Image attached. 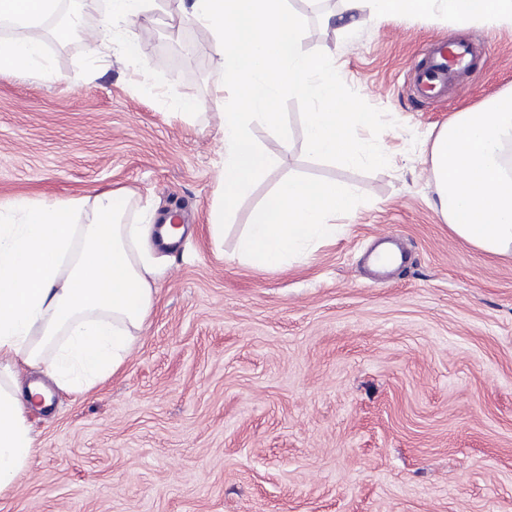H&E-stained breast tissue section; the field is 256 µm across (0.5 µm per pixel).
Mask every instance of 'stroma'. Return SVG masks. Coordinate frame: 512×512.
<instances>
[{
	"label": "stroma",
	"instance_id": "35a3bbf8",
	"mask_svg": "<svg viewBox=\"0 0 512 512\" xmlns=\"http://www.w3.org/2000/svg\"><path fill=\"white\" fill-rule=\"evenodd\" d=\"M182 0H152L134 54L90 55L96 14L60 38L43 20L41 66L0 73V202L120 190L127 220L175 213L147 329L88 392L52 388L27 418L37 452L0 512H512V255L456 236L439 209L431 145L455 114L512 90V30L441 12L359 22L346 0L305 10L306 51L394 127L387 167L363 172L253 124L280 162L245 194L216 248L223 186L214 97L222 71L200 24L171 34ZM471 68L438 96L411 70L448 38ZM153 87H146L144 73ZM192 96L189 120L173 104ZM336 181L356 197L335 241L278 270L240 263L236 241L284 178ZM393 234L411 260L374 280L364 254Z\"/></svg>",
	"mask_w": 512,
	"mask_h": 512
}]
</instances>
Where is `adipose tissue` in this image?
Masks as SVG:
<instances>
[{
  "label": "adipose tissue",
  "instance_id": "1",
  "mask_svg": "<svg viewBox=\"0 0 512 512\" xmlns=\"http://www.w3.org/2000/svg\"><path fill=\"white\" fill-rule=\"evenodd\" d=\"M381 22L403 13L441 10L512 28V0H368ZM148 0H108L91 54L112 43V22L147 29ZM55 0H0V19L26 33L0 50V72L36 65L43 17ZM355 206L353 192L299 176L282 180L254 212L236 247L238 260L259 269L291 265L340 231L337 216ZM127 196L105 191L94 200L17 201L0 207V492L29 465L35 442L26 422L41 385L22 387V367L36 366L61 387L88 389L115 373L152 312L158 267L142 243L148 224L124 221Z\"/></svg>",
  "mask_w": 512,
  "mask_h": 512
}]
</instances>
